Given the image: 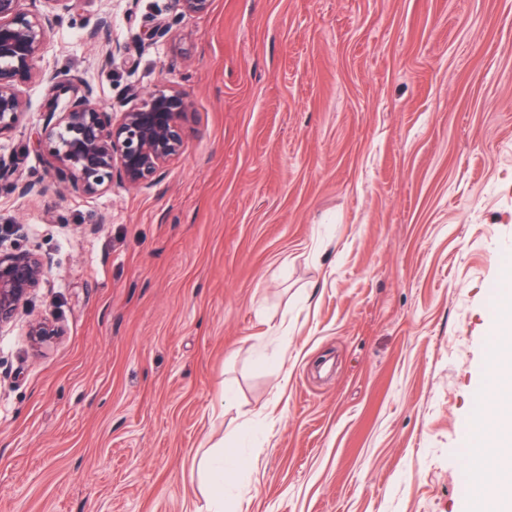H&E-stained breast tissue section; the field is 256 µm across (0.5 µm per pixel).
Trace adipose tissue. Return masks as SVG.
<instances>
[{"label":"adipose tissue","instance_id":"ef3b65f1","mask_svg":"<svg viewBox=\"0 0 512 512\" xmlns=\"http://www.w3.org/2000/svg\"><path fill=\"white\" fill-rule=\"evenodd\" d=\"M490 373L482 390L483 414L466 455L473 480L470 512H512V290L504 289L488 330ZM235 450L204 452L197 470L206 489L204 512H224V492L250 463Z\"/></svg>","mask_w":512,"mask_h":512}]
</instances>
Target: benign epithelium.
<instances>
[{
	"instance_id": "obj_1",
	"label": "benign epithelium",
	"mask_w": 512,
	"mask_h": 512,
	"mask_svg": "<svg viewBox=\"0 0 512 512\" xmlns=\"http://www.w3.org/2000/svg\"><path fill=\"white\" fill-rule=\"evenodd\" d=\"M84 0H0V137L15 132L29 111L25 89L45 86L47 110L34 133L43 168L18 171L0 154V195L42 193L53 177L59 194L95 197L112 187L153 185L185 152V124L194 102L184 90L159 85L149 91L129 87L119 105L103 103L85 78L61 77L50 69L51 34L72 18ZM176 14L155 19L134 39L152 46L179 19L209 12L212 0H173ZM126 53L114 42L102 51L105 69ZM50 258L31 249L0 246V329L11 324L45 280ZM54 334L46 318L30 322L28 336L42 342Z\"/></svg>"
}]
</instances>
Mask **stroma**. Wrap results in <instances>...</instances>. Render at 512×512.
<instances>
[{
    "label": "stroma",
    "instance_id": "35a3bbf8",
    "mask_svg": "<svg viewBox=\"0 0 512 512\" xmlns=\"http://www.w3.org/2000/svg\"><path fill=\"white\" fill-rule=\"evenodd\" d=\"M104 6L50 64L104 103L170 83L195 108L152 186L0 197L51 259L0 330V512H190L194 458L252 416L226 512H468L512 269V0H212L145 49L171 0H114L86 42ZM113 41L130 61L100 69ZM26 94L0 153L29 170Z\"/></svg>",
    "mask_w": 512,
    "mask_h": 512
}]
</instances>
